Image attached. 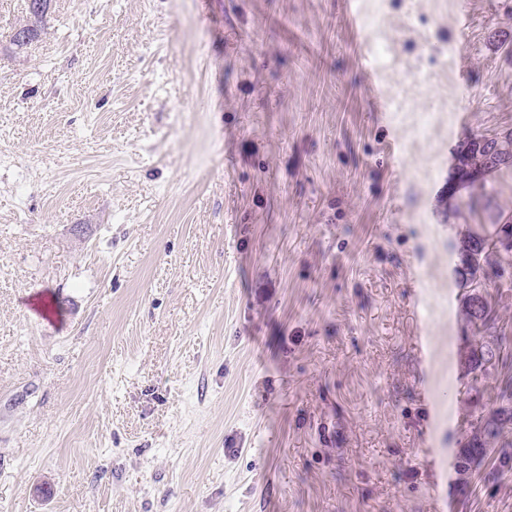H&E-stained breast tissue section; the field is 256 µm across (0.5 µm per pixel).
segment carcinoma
<instances>
[{
	"label": "carcinoma",
	"instance_id": "cac0c4a2",
	"mask_svg": "<svg viewBox=\"0 0 512 512\" xmlns=\"http://www.w3.org/2000/svg\"><path fill=\"white\" fill-rule=\"evenodd\" d=\"M49 0H28L26 16L9 34V44L18 50L37 39L49 12ZM512 168V131L492 141L467 137L458 146L455 179L469 189L466 198H456L453 207L482 217L480 224L462 240V264L458 270L466 289L463 307L477 341L466 352L473 372L496 374L494 395L482 415L471 423L459 458L466 473L479 459L492 452L500 471H512V326L501 322L499 303L512 298V216L492 205L487 177Z\"/></svg>",
	"mask_w": 512,
	"mask_h": 512
}]
</instances>
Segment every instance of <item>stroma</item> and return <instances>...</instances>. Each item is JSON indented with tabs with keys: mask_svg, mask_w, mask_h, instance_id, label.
<instances>
[{
	"mask_svg": "<svg viewBox=\"0 0 512 512\" xmlns=\"http://www.w3.org/2000/svg\"><path fill=\"white\" fill-rule=\"evenodd\" d=\"M26 5L0 512H512V473L457 469L495 377L448 197L512 131V0H52L17 55Z\"/></svg>",
	"mask_w": 512,
	"mask_h": 512,
	"instance_id": "35a3bbf8",
	"label": "stroma"
}]
</instances>
